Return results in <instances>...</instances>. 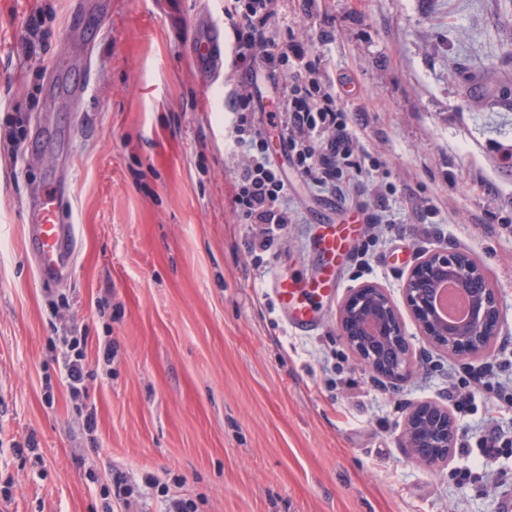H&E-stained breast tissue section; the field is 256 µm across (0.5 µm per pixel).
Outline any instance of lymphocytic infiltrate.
<instances>
[{
    "instance_id": "obj_1",
    "label": "lymphocytic infiltrate",
    "mask_w": 512,
    "mask_h": 512,
    "mask_svg": "<svg viewBox=\"0 0 512 512\" xmlns=\"http://www.w3.org/2000/svg\"><path fill=\"white\" fill-rule=\"evenodd\" d=\"M280 2L224 3V16L234 32L236 61L245 64L248 72H264L273 81L282 70L291 74L282 91L283 103L270 113L267 125L245 122V113L258 109L248 83H240L231 97L236 119L229 130V146L243 156L232 205L246 223L259 225L264 242L276 228L296 220L286 205L288 182L266 151V127L279 129L295 166L316 187L354 200L364 190V160L356 153L357 138L333 90L334 82L312 62L302 41L279 40Z\"/></svg>"
}]
</instances>
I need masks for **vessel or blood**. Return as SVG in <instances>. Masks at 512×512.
<instances>
[{"label":"vessel or blood","mask_w":512,"mask_h":512,"mask_svg":"<svg viewBox=\"0 0 512 512\" xmlns=\"http://www.w3.org/2000/svg\"><path fill=\"white\" fill-rule=\"evenodd\" d=\"M194 53L207 79H214L224 70V29L213 24L204 28L194 42ZM67 184H60L54 193V206L43 207L33 217L29 234L36 252V273L41 281L56 283L72 272L76 253V227L64 223L57 206L65 198ZM333 280L332 272H325L315 285L299 287L286 281L277 282L275 291L290 319L292 328L304 331L315 327L318 318L309 306L315 293L321 292Z\"/></svg>","instance_id":"vessel-or-blood-1"}]
</instances>
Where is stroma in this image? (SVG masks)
I'll return each mask as SVG.
<instances>
[{
    "label": "stroma",
    "instance_id": "35a3bbf8",
    "mask_svg": "<svg viewBox=\"0 0 512 512\" xmlns=\"http://www.w3.org/2000/svg\"><path fill=\"white\" fill-rule=\"evenodd\" d=\"M284 9L377 162L364 202L384 200L392 219L362 228L306 334L289 330L274 286L314 278L321 237L356 205L307 182L273 130L298 220L262 249L234 213L242 158L224 124L246 74L232 29L214 84L190 55L197 22L223 21L224 0H0V512H165L168 492L197 512H505L512 500V0ZM65 175L77 259L50 285L25 230ZM441 245L475 255L496 291L486 357L435 350L403 306L409 268ZM366 281L401 308L415 367L395 387L337 334ZM67 336L86 339L81 401L56 361ZM426 401L458 425L434 470L401 439ZM493 421L504 435L484 470ZM31 436L35 451L17 452ZM119 476L138 492L127 506Z\"/></svg>",
    "mask_w": 512,
    "mask_h": 512
}]
</instances>
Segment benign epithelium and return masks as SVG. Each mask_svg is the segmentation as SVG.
<instances>
[{
  "label": "benign epithelium",
  "mask_w": 512,
  "mask_h": 512,
  "mask_svg": "<svg viewBox=\"0 0 512 512\" xmlns=\"http://www.w3.org/2000/svg\"><path fill=\"white\" fill-rule=\"evenodd\" d=\"M454 282L470 298L469 317L450 323L440 316L437 291ZM406 307L421 335L445 353L466 352L482 357L498 335L500 309L484 266L472 253L438 247L418 257L403 284ZM338 332L361 362L393 382L403 380L412 360L399 310L388 291L374 282L351 289L339 312ZM457 437V424L448 407L424 402L407 413L403 444L430 468L445 462Z\"/></svg>",
  "instance_id": "1"
}]
</instances>
